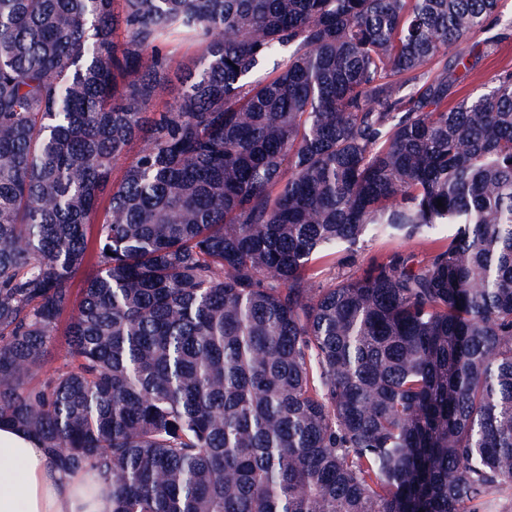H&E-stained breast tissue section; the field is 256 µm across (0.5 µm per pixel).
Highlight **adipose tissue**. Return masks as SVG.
I'll use <instances>...</instances> for the list:
<instances>
[{"label":"adipose tissue","instance_id":"1","mask_svg":"<svg viewBox=\"0 0 512 512\" xmlns=\"http://www.w3.org/2000/svg\"><path fill=\"white\" fill-rule=\"evenodd\" d=\"M0 512H112V486L93 470L62 477L34 438L4 425Z\"/></svg>","mask_w":512,"mask_h":512}]
</instances>
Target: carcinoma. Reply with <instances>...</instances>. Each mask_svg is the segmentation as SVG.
<instances>
[{
	"instance_id": "1",
	"label": "carcinoma",
	"mask_w": 512,
	"mask_h": 512,
	"mask_svg": "<svg viewBox=\"0 0 512 512\" xmlns=\"http://www.w3.org/2000/svg\"><path fill=\"white\" fill-rule=\"evenodd\" d=\"M492 17L0 0V424L110 480L112 512H476L511 486L512 72L448 105ZM89 224L69 359L34 385ZM372 229L431 248L315 287Z\"/></svg>"
}]
</instances>
